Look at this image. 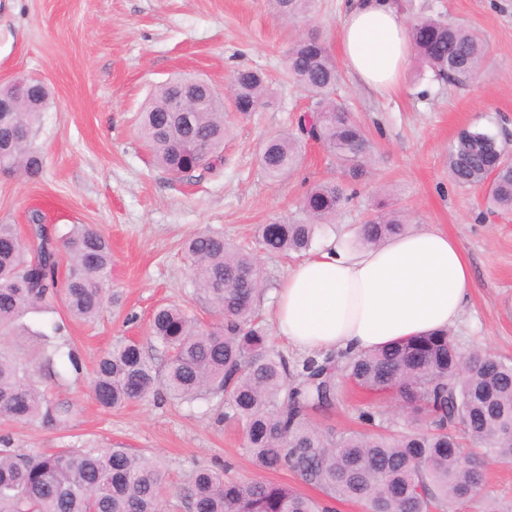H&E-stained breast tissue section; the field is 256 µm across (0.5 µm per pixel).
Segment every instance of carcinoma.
Returning a JSON list of instances; mask_svg holds the SVG:
<instances>
[{
    "label": "carcinoma",
    "mask_w": 512,
    "mask_h": 512,
    "mask_svg": "<svg viewBox=\"0 0 512 512\" xmlns=\"http://www.w3.org/2000/svg\"><path fill=\"white\" fill-rule=\"evenodd\" d=\"M278 15L311 13L312 0H273ZM409 36L419 61L438 81L473 82L485 56L482 39L469 28L422 16ZM285 74L317 100V109L297 118V129L320 141L354 179L366 173L374 146L350 110L332 97L339 80L326 44L299 36L285 58ZM192 81L181 76L159 85L145 103L139 136L155 163L172 178L224 163L226 108L252 112L271 103L267 77L238 69L228 96L216 92L205 104L171 112ZM29 102L0 113V170L33 178L42 156L30 136L49 92L32 83ZM300 141L290 133L268 139L259 163L277 180L297 164ZM512 150L487 130L463 128L448 148V174L459 186L480 188L488 203L512 211V164L494 165ZM356 189L336 181L312 185L301 201L304 219H274L258 228L267 251L303 257L319 227L328 224ZM399 209L381 210L362 226L360 242L376 245L405 232ZM197 299L216 318L204 324L186 305H163L150 323V349L122 340L99 359L92 391L105 408H120L151 396L192 404L218 398L222 419L242 428L245 447L271 472L293 471L318 490L312 498L285 483L244 482L199 468L180 496L185 512H334L348 501L366 512H449L483 495L485 512H501L485 490L482 459L512 463V362L490 353L460 352L448 331L408 338L358 353L330 350L291 362L269 344L257 307L261 277L252 254L230 246L219 233L185 241ZM68 271L58 278L60 254ZM112 272L109 241L90 224H72L48 234L44 217L29 216L27 234L0 224V419L66 425L70 405L51 401L35 376L56 375L58 343H34L24 318L62 295L71 318L96 320L105 303L103 285ZM378 396L395 395L414 431L396 435L379 413L359 414L360 429L336 432L316 427L312 415L336 404L339 381ZM0 436V512H165L166 469L157 459L122 446L86 443L54 454H15Z\"/></svg>",
    "instance_id": "carcinoma-1"
}]
</instances>
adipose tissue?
<instances>
[{"label":"adipose tissue","instance_id":"ef3b65f1","mask_svg":"<svg viewBox=\"0 0 512 512\" xmlns=\"http://www.w3.org/2000/svg\"><path fill=\"white\" fill-rule=\"evenodd\" d=\"M338 45L361 87L397 90L411 45L395 0H349ZM471 286L470 261L446 231L429 227L359 248L335 236L289 270L275 322L308 353L370 350L453 326Z\"/></svg>","mask_w":512,"mask_h":512}]
</instances>
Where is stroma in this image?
I'll return each mask as SVG.
<instances>
[{
	"instance_id": "obj_1",
	"label": "stroma",
	"mask_w": 512,
	"mask_h": 512,
	"mask_svg": "<svg viewBox=\"0 0 512 512\" xmlns=\"http://www.w3.org/2000/svg\"><path fill=\"white\" fill-rule=\"evenodd\" d=\"M409 20L432 16L477 31L487 51L477 80L457 87L434 80L410 60L399 91L367 93L349 73L336 87L375 146L374 161L357 183L358 194L341 207L335 223L315 239L323 245L365 223L377 203L399 208L414 229L437 227L456 238L474 272L471 300L451 328L464 350L512 360V214H492L477 189L448 177V147L465 127L512 140V0H396ZM344 0H314L309 17L279 18L270 0H0V85L25 76L44 81L50 93L35 144L44 157L39 177L0 174V223L24 225L35 199L62 200L60 230L91 224L112 246L106 293H119L120 310L106 308L91 323L71 319L62 299L26 322L79 354L83 369L57 361V380L41 381L53 399L69 402L66 428L0 420L16 453L77 448L95 441L121 445L163 459L168 472V512H180L178 495L201 466L243 480L269 478L295 487L292 472L269 474L246 452L241 432L217 420L214 404L174 405L151 399L106 409L93 398L92 372L119 338L149 345L148 323L165 303L195 299L182 245L200 232H216L250 249L264 293L259 318L274 350L289 359L301 351L277 336L275 292L296 260L258 244L260 225L298 220L299 203L316 182L344 180L335 160L302 140L297 167L269 180L259 147L294 130L300 113L316 101L281 75L284 56L299 35L314 33L337 51ZM240 68L266 72L270 106L230 112L224 163L176 180L156 167L138 134V114L155 88L177 73L198 76L223 90ZM409 419L397 400L379 398L349 384L339 386L335 407L314 415L320 428H355L361 411Z\"/></svg>"
}]
</instances>
